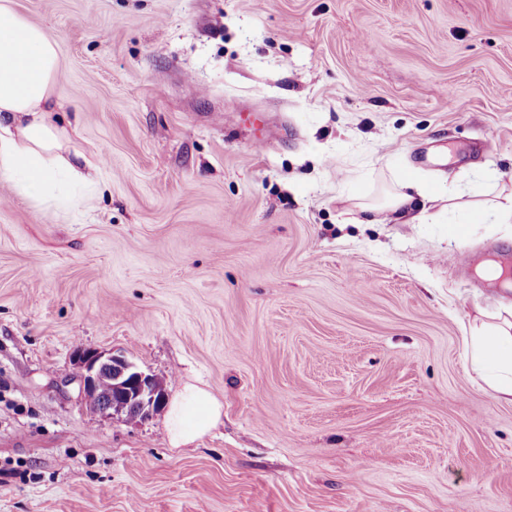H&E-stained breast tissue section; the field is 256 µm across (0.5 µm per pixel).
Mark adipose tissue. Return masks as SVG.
Wrapping results in <instances>:
<instances>
[{
  "instance_id": "ef3b65f1",
  "label": "adipose tissue",
  "mask_w": 512,
  "mask_h": 512,
  "mask_svg": "<svg viewBox=\"0 0 512 512\" xmlns=\"http://www.w3.org/2000/svg\"><path fill=\"white\" fill-rule=\"evenodd\" d=\"M59 66L56 42L23 18L13 0H0V178L36 205L66 211L76 204L67 189L88 186L89 179L62 156L65 132L50 120ZM442 198L449 208L461 206L459 193L444 195L404 177L381 202L363 205L362 210L397 224H413L420 221L426 203ZM467 342L473 371L496 399L512 404V320L473 325ZM223 414V404L211 391L185 384L165 415L170 444L178 448L195 443L221 423Z\"/></svg>"
}]
</instances>
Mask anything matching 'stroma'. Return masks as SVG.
Instances as JSON below:
<instances>
[{"label":"stroma","instance_id":"obj_1","mask_svg":"<svg viewBox=\"0 0 512 512\" xmlns=\"http://www.w3.org/2000/svg\"><path fill=\"white\" fill-rule=\"evenodd\" d=\"M57 45L68 214L0 178V512H512V405L465 338L512 293V0H15ZM222 423L86 409L77 349ZM447 196L448 208L452 209H471L478 214L476 222H482L490 215H494L501 223H508L512 219V199L511 204L496 203L488 208H473L467 202H460L462 197L457 192L443 191L438 192L429 189L420 180L413 177H404L398 181V188L389 192L380 203L376 204H357L356 206L365 213H369L371 218L367 224H376L377 216L384 215V219L394 224H420L423 214L426 211L424 202L436 201ZM420 198V199H418ZM419 211V213H415ZM224 405L209 390L187 383L169 402L165 427L172 447L195 443L209 434L221 422Z\"/></svg>","mask_w":512,"mask_h":512}]
</instances>
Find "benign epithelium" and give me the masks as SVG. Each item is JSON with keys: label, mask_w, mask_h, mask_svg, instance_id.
<instances>
[{"label": "benign epithelium", "mask_w": 512, "mask_h": 512, "mask_svg": "<svg viewBox=\"0 0 512 512\" xmlns=\"http://www.w3.org/2000/svg\"><path fill=\"white\" fill-rule=\"evenodd\" d=\"M82 394L99 398L98 413L121 414L130 420L146 419L165 403V391L155 376L139 370L113 353L83 350L78 353Z\"/></svg>", "instance_id": "1"}]
</instances>
